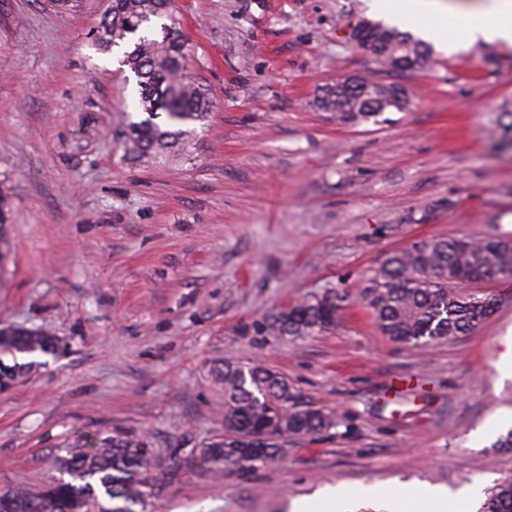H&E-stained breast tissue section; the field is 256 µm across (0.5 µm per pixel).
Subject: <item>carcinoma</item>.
I'll return each instance as SVG.
<instances>
[{
    "instance_id": "obj_1",
    "label": "carcinoma",
    "mask_w": 512,
    "mask_h": 512,
    "mask_svg": "<svg viewBox=\"0 0 512 512\" xmlns=\"http://www.w3.org/2000/svg\"><path fill=\"white\" fill-rule=\"evenodd\" d=\"M366 51L391 70H412L425 62L429 47L410 34L363 19L354 26ZM126 45L122 63L138 87L135 121L124 115L121 148L130 161H150L183 154L192 148L193 130L211 101L185 68L187 43L176 17L174 0H108L92 37L100 53ZM408 103L404 86L343 80L327 87L321 109L342 121H366ZM512 279V240L503 237L432 238L390 254L361 293L382 335L413 346L465 336L492 315L497 298L473 292V284ZM343 297L333 290L300 301L268 323L277 336L300 338L334 327ZM57 349L45 329L0 328V353L16 356ZM33 362L9 366L0 361V390L29 373ZM224 391V434L198 448L176 445L170 458L190 468L203 462L217 472L224 465L254 466L278 457L290 438L312 436L333 426L330 414L302 406L288 381L262 364L224 361L214 373ZM54 466L70 477L39 492L0 488V512H145L157 497L162 477L158 451L144 435L115 433L66 449ZM141 510H136V507ZM479 512H512V479L492 488Z\"/></svg>"
}]
</instances>
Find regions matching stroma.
<instances>
[{
    "mask_svg": "<svg viewBox=\"0 0 512 512\" xmlns=\"http://www.w3.org/2000/svg\"><path fill=\"white\" fill-rule=\"evenodd\" d=\"M368 0H175L186 67L207 89L196 145L132 163L118 148L136 93L91 37L104 0L58 12L0 0V188L12 201L0 325L46 329L55 352L0 391V486L39 490L80 435L144 434L194 448L224 432L213 370L262 361L329 430L222 474L186 469L150 512H296L346 487L354 512L433 492L478 512L468 484L512 477V283L496 313L427 347L389 340L359 296L396 249L430 238H512V150L489 132L512 105V45L452 28L393 72L359 50ZM354 77L398 83L403 110L340 123L314 99ZM332 330L272 334L271 317L328 290ZM409 379L394 391L391 380Z\"/></svg>",
    "mask_w": 512,
    "mask_h": 512,
    "instance_id": "35a3bbf8",
    "label": "stroma"
}]
</instances>
